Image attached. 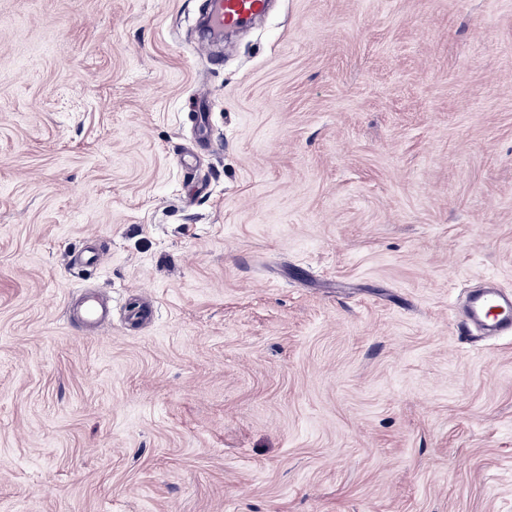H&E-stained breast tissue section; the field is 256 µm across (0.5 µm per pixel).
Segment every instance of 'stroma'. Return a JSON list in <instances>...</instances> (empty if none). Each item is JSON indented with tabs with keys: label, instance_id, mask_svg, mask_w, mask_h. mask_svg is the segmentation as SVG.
I'll return each instance as SVG.
<instances>
[{
	"label": "stroma",
	"instance_id": "stroma-1",
	"mask_svg": "<svg viewBox=\"0 0 512 512\" xmlns=\"http://www.w3.org/2000/svg\"><path fill=\"white\" fill-rule=\"evenodd\" d=\"M205 4L0 0V512H512V0ZM267 7L268 0H209L208 28L223 33L263 14ZM464 322L491 336L512 335V294L484 288L468 294L462 308ZM80 315L86 325H98L106 315L104 300L96 293L86 294L80 304Z\"/></svg>",
	"mask_w": 512,
	"mask_h": 512
}]
</instances>
